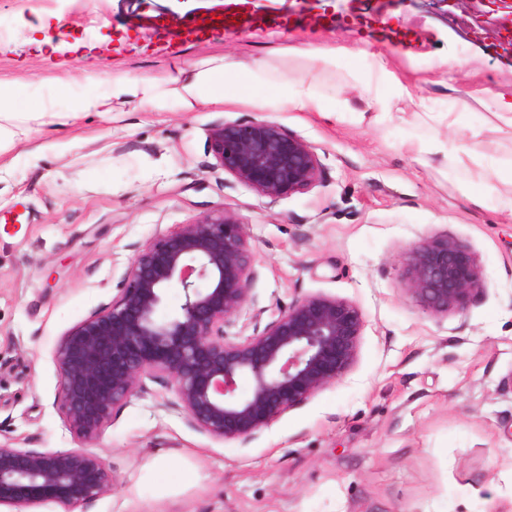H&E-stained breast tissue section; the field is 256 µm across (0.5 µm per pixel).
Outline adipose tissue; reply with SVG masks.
Masks as SVG:
<instances>
[{
	"label": "adipose tissue",
	"instance_id": "obj_1",
	"mask_svg": "<svg viewBox=\"0 0 512 512\" xmlns=\"http://www.w3.org/2000/svg\"><path fill=\"white\" fill-rule=\"evenodd\" d=\"M107 80L110 85L107 94L86 96L63 112L42 108L25 112L4 109V102L22 97L27 88L0 81V151L27 138L36 126H62L83 112L108 114L112 111L113 101L124 98L159 107L168 96L164 84L151 77L118 72ZM180 100L188 109L197 104L245 102L262 110L286 105L299 111L317 112L328 119L339 115L335 100L317 95L303 82L290 83L274 78L260 59L227 61L197 71L194 79L183 85Z\"/></svg>",
	"mask_w": 512,
	"mask_h": 512
}]
</instances>
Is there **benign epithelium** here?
<instances>
[{
    "instance_id": "7a95c632",
    "label": "benign epithelium",
    "mask_w": 512,
    "mask_h": 512,
    "mask_svg": "<svg viewBox=\"0 0 512 512\" xmlns=\"http://www.w3.org/2000/svg\"><path fill=\"white\" fill-rule=\"evenodd\" d=\"M214 168L278 199L312 188L321 175L316 148L267 120L210 129ZM254 254L244 225L215 209L140 246L112 304L70 327L54 349L57 408L81 440L95 439L115 406L167 376L177 406L197 431L246 444L281 415L341 380L354 367L362 313L352 302L307 296L241 341L224 325L251 301ZM405 291L432 317L466 310L482 276L457 242L427 239L405 256ZM179 310L158 316L172 282ZM251 381L248 394L238 380ZM105 459L86 448L35 452L0 443V508L45 503L83 508L112 489Z\"/></svg>"
}]
</instances>
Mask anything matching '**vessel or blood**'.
<instances>
[{
	"instance_id": "vessel-or-blood-1",
	"label": "vessel or blood",
	"mask_w": 512,
	"mask_h": 512,
	"mask_svg": "<svg viewBox=\"0 0 512 512\" xmlns=\"http://www.w3.org/2000/svg\"><path fill=\"white\" fill-rule=\"evenodd\" d=\"M277 23V18L254 14L243 0H226L221 13L195 16L177 28L159 16L145 18L142 25L154 33L161 44L167 45L220 36L227 32L241 33L265 26L271 28Z\"/></svg>"
}]
</instances>
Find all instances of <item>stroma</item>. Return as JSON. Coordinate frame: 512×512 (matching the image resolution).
I'll list each match as a JSON object with an SVG mask.
<instances>
[{"label":"stroma","instance_id":"35a3bbf8","mask_svg":"<svg viewBox=\"0 0 512 512\" xmlns=\"http://www.w3.org/2000/svg\"><path fill=\"white\" fill-rule=\"evenodd\" d=\"M225 0H0V81L30 86L11 102L55 111L108 92L84 69L128 71L172 92L224 59L264 60L312 85L342 115L246 103L153 110L115 103L34 129L0 153V441L45 452L81 447L58 413L57 340L107 307L138 246L211 210L238 215L254 252L251 303L224 328L251 335L304 297L354 303L365 326L341 381L283 414L248 444L193 429L170 380L145 381L91 442L111 492L87 512H512V129L487 109L512 96V50L499 0H269L306 27L228 33L158 51L138 19L179 26ZM68 32L67 67L38 49L35 28ZM366 50L316 67L289 54L308 42ZM390 60L409 94L391 98L372 60ZM466 59L449 73L443 61ZM265 119L315 146L322 174L276 201L213 167L210 128ZM495 164L494 195L468 174ZM446 237L470 250L483 287L463 312L428 315L405 291V254Z\"/></svg>","mask_w":512,"mask_h":512}]
</instances>
